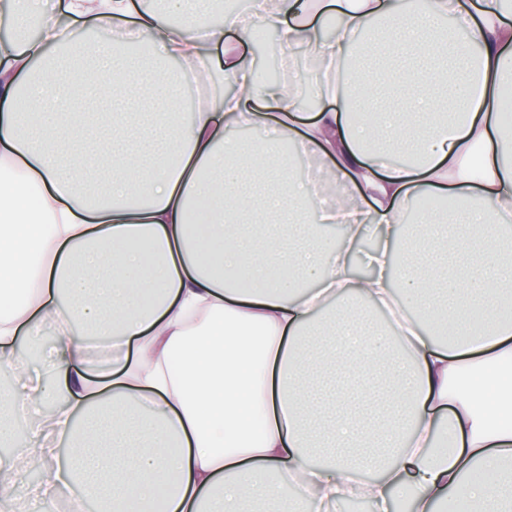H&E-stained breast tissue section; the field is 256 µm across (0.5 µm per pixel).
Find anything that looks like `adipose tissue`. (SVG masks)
<instances>
[{"label":"adipose tissue","mask_w":512,"mask_h":512,"mask_svg":"<svg viewBox=\"0 0 512 512\" xmlns=\"http://www.w3.org/2000/svg\"><path fill=\"white\" fill-rule=\"evenodd\" d=\"M66 19L0 0V25L36 18V38L0 41V369L21 379L0 394V502L37 462L45 490L82 487L100 512H324L361 494L371 512H512V138L498 118L512 80L506 0H262L223 23L171 26L139 0H65ZM391 21L370 56L356 49L372 20ZM109 21L116 39L95 32ZM271 27L286 49L306 45L323 76L258 84L254 62L226 38ZM183 68L158 81L118 58L124 32ZM224 66L189 124L130 125L178 95L214 50ZM396 78L413 103L350 121L367 77ZM320 111L304 115L300 95ZM74 99L95 103V134L65 155L50 150L46 119L71 127ZM263 158L250 175L281 194L240 188L239 129ZM330 161L354 187L326 207L293 175L284 144ZM111 184L89 199L75 176L92 158ZM448 190L451 224L429 215L404 238L416 197ZM341 234H329L331 224ZM377 229L382 246L352 258ZM400 304L366 335L360 307ZM55 330L48 346L41 328ZM333 333L324 361L344 378L329 401L301 380L307 336ZM103 337L106 374L88 362ZM38 346L44 378L27 379L20 342ZM53 401L27 437L19 410ZM108 448L62 459L75 438Z\"/></svg>","instance_id":"1"}]
</instances>
